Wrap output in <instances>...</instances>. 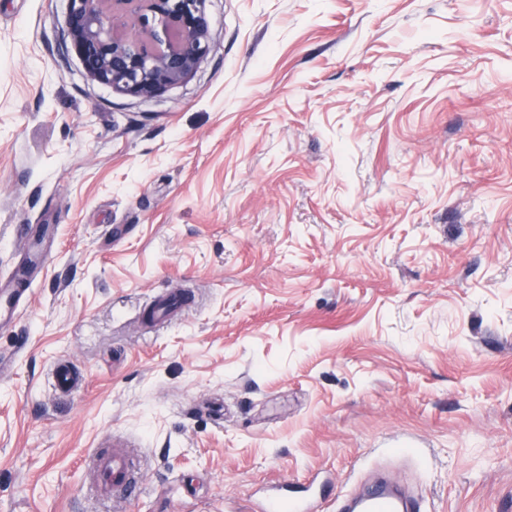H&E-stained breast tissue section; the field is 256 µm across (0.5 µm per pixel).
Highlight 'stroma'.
Returning a JSON list of instances; mask_svg holds the SVG:
<instances>
[{
  "instance_id": "1",
  "label": "stroma",
  "mask_w": 512,
  "mask_h": 512,
  "mask_svg": "<svg viewBox=\"0 0 512 512\" xmlns=\"http://www.w3.org/2000/svg\"><path fill=\"white\" fill-rule=\"evenodd\" d=\"M206 10L210 54L141 98L85 74L64 0H0V281L29 269L0 512H251L377 469L423 512H512V0ZM116 439L120 507L85 468ZM174 297L170 292L165 291L157 293L151 298L148 311L152 313V319L149 321L152 327H159L166 323L171 308L177 302ZM52 385L56 392L68 393L77 389L81 380L69 365L59 363L52 371ZM93 487L105 498L128 500L142 489V480L129 455L117 448L98 451L89 457Z\"/></svg>"
}]
</instances>
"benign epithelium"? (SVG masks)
<instances>
[{"mask_svg":"<svg viewBox=\"0 0 512 512\" xmlns=\"http://www.w3.org/2000/svg\"><path fill=\"white\" fill-rule=\"evenodd\" d=\"M66 14L88 75L138 97L186 80L211 50L205 0H67Z\"/></svg>","mask_w":512,"mask_h":512,"instance_id":"7a95c632","label":"benign epithelium"}]
</instances>
